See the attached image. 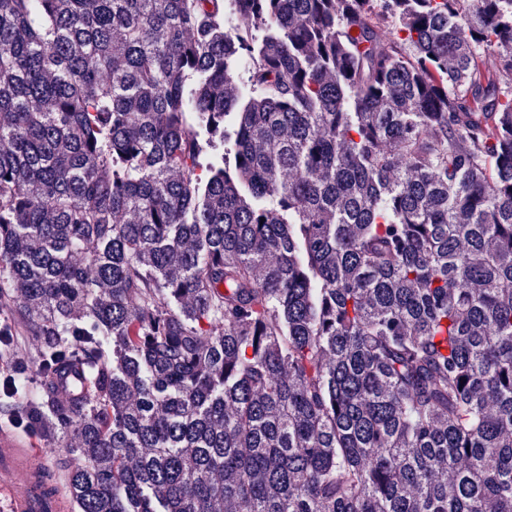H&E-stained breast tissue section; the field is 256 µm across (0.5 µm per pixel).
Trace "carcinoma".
Segmentation results:
<instances>
[{"mask_svg":"<svg viewBox=\"0 0 512 512\" xmlns=\"http://www.w3.org/2000/svg\"><path fill=\"white\" fill-rule=\"evenodd\" d=\"M510 75L512 0H0V417L78 512H512Z\"/></svg>","mask_w":512,"mask_h":512,"instance_id":"1","label":"carcinoma"}]
</instances>
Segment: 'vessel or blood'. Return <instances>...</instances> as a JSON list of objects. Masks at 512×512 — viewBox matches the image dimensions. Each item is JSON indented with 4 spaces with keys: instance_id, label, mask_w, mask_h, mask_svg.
<instances>
[{
    "instance_id": "vessel-or-blood-1",
    "label": "vessel or blood",
    "mask_w": 512,
    "mask_h": 512,
    "mask_svg": "<svg viewBox=\"0 0 512 512\" xmlns=\"http://www.w3.org/2000/svg\"><path fill=\"white\" fill-rule=\"evenodd\" d=\"M48 460L39 449L13 431L0 428V496L6 500L0 512H71L64 491L45 486Z\"/></svg>"
}]
</instances>
